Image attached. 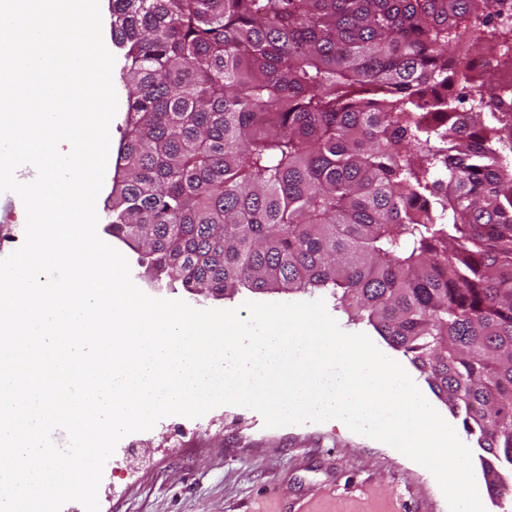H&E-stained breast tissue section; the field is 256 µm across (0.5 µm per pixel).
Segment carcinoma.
Instances as JSON below:
<instances>
[{
    "mask_svg": "<svg viewBox=\"0 0 512 512\" xmlns=\"http://www.w3.org/2000/svg\"><path fill=\"white\" fill-rule=\"evenodd\" d=\"M491 0H112L109 231L188 292L332 289L512 473V90L448 65ZM437 114L433 124L416 112Z\"/></svg>",
    "mask_w": 512,
    "mask_h": 512,
    "instance_id": "cac0c4a2",
    "label": "carcinoma"
}]
</instances>
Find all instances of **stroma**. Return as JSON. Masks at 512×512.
I'll list each match as a JSON object with an SVG mask.
<instances>
[{"mask_svg":"<svg viewBox=\"0 0 512 512\" xmlns=\"http://www.w3.org/2000/svg\"><path fill=\"white\" fill-rule=\"evenodd\" d=\"M146 294L198 309L262 299L300 302L302 292L200 298L181 284L150 281L138 255L107 231ZM100 512H449L432 474L396 449L333 421L265 427L250 409L222 405L199 418L168 416L123 437L106 462Z\"/></svg>","mask_w":512,"mask_h":512,"instance_id":"35a3bbf8","label":"stroma"}]
</instances>
